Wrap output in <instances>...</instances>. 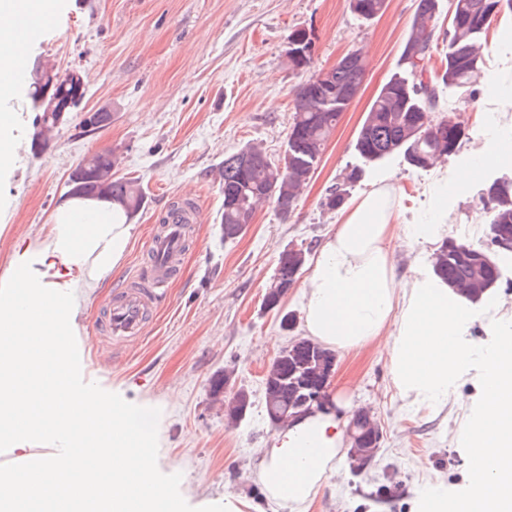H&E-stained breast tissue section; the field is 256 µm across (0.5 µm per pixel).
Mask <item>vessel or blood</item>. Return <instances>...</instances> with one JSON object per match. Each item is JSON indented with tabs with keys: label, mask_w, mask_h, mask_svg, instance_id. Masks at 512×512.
I'll return each mask as SVG.
<instances>
[{
	"label": "vessel or blood",
	"mask_w": 512,
	"mask_h": 512,
	"mask_svg": "<svg viewBox=\"0 0 512 512\" xmlns=\"http://www.w3.org/2000/svg\"><path fill=\"white\" fill-rule=\"evenodd\" d=\"M184 220V214L169 215L167 224L150 241L152 254L160 260L155 267L158 277L166 275L165 260L173 258L183 248ZM160 301V294L151 288L120 289L106 305L108 339L124 347L141 342L148 312Z\"/></svg>",
	"instance_id": "obj_1"
}]
</instances>
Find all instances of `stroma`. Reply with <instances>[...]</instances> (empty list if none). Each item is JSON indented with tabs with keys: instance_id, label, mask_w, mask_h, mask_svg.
I'll use <instances>...</instances> for the list:
<instances>
[{
	"instance_id": "obj_1",
	"label": "stroma",
	"mask_w": 512,
	"mask_h": 512,
	"mask_svg": "<svg viewBox=\"0 0 512 512\" xmlns=\"http://www.w3.org/2000/svg\"><path fill=\"white\" fill-rule=\"evenodd\" d=\"M414 11L415 0H388L385 12L371 20L357 18L348 0H56L18 49L21 88H0V135L9 141L0 160V276L17 268L25 247L41 248L40 229L82 157L114 149L118 175L137 178L144 189L123 268L94 291L77 318L73 367L78 387L103 391L148 419V434L159 442L153 478L168 497L179 499L183 512H224L228 498L239 512H283L250 467L275 431L262 404L265 370L290 339L304 335L301 293L290 288L278 310L266 309L264 296L283 250L316 252L339 222L340 211L321 206L330 186L360 166L364 174L351 197L388 177L398 189L402 223L427 215L435 169L413 168L400 155L368 164L355 149L370 105L398 70ZM502 26L494 21L486 32L488 66L472 95H444V112L462 120L467 132L444 167L457 169L479 153L512 149V112L494 106L498 96L512 94V41L502 37ZM296 30L313 39L312 61L303 71L290 67L286 56L288 36ZM356 50L366 62L362 87L292 214L281 216L274 202H266L241 236L225 239L218 176L225 156L257 145L282 162L297 86ZM46 61L82 70L85 108L111 107L112 122L87 133L80 113H73L37 152L27 87L37 64ZM492 111L497 120L490 125L486 115ZM510 172L512 163L503 161L449 191L445 239L486 243L480 196L489 181ZM183 200L194 205L192 233L167 280L165 303L151 309L143 341L131 349L115 347L111 362L100 364L101 308L115 289L144 282L152 264L149 239ZM286 314L294 324L289 331L280 326ZM469 314L470 337L478 344L489 340L490 315L512 320V273ZM225 370L234 373L232 387L249 391L253 401L233 426L211 398L210 381ZM476 374L469 369L447 406L431 413L397 397L386 358L376 349L337 354L329 394L340 402L338 414L347 422L356 410H368L383 437L364 470L340 460L309 512H411L417 491L429 481L444 487L449 504L465 499L479 474L457 437L481 400ZM382 484L389 494L377 495Z\"/></svg>"
}]
</instances>
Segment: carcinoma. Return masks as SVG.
Wrapping results in <instances>:
<instances>
[{
	"instance_id": "carcinoma-1",
	"label": "carcinoma",
	"mask_w": 512,
	"mask_h": 512,
	"mask_svg": "<svg viewBox=\"0 0 512 512\" xmlns=\"http://www.w3.org/2000/svg\"><path fill=\"white\" fill-rule=\"evenodd\" d=\"M354 14L371 20L384 12L387 0H349ZM512 13V0H455L457 23L448 29V45L443 52L440 71L433 74L429 62L435 39L439 0H416L414 16L403 43L399 72L380 88L361 126L356 141L359 155L376 162L396 153L404 155L410 166L426 170L442 156L455 154L466 131L449 117L435 116L441 111L443 90H453L462 96L471 93L475 78L487 68L483 35L491 21L503 11ZM296 43L298 56L288 58L292 68L310 66L312 39L304 30L288 36ZM365 75L362 57L350 53L336 66L312 75L295 91L293 122L288 134V148L283 163L275 164L265 152L255 155L243 165L245 149L224 157L222 189L224 239L233 240L252 223L257 204L274 199L283 215L292 213L301 189L313 176L326 143L352 99L342 94L345 87H360ZM63 101H72L67 112L79 109L86 93L65 81L53 89ZM418 127L421 137H410L408 131ZM115 163L112 150L93 154L94 173L85 179L83 195L101 196L97 176ZM361 178V170L352 168L333 186L321 202L329 211L340 209L350 189ZM106 198L120 204L130 216L144 206V192L139 180L114 176L106 188ZM485 223L489 224V239H512V176L493 180L482 196ZM306 260L302 250H284L279 255L273 275L274 287L288 293V286L297 281ZM512 263V248L491 250L470 243L443 241L436 253L434 270L454 289L460 284L477 280L469 299L479 301L497 284ZM325 355L332 352L321 345L301 339L292 351L267 370L276 384L288 372V367L306 363L314 351Z\"/></svg>"
}]
</instances>
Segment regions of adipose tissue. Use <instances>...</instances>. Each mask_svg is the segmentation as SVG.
<instances>
[{
  "mask_svg": "<svg viewBox=\"0 0 512 512\" xmlns=\"http://www.w3.org/2000/svg\"><path fill=\"white\" fill-rule=\"evenodd\" d=\"M468 171L441 172L431 191L428 222L399 230L400 197L380 182L351 202L325 235L303 280L306 336L341 353L372 347L387 356L391 382L409 405L437 409L471 364L481 368V412L462 443L476 450L482 474L459 512H512V328L497 327L496 347L466 338L460 295L428 271L398 273L393 240L436 243L446 229L442 200ZM133 226L109 202L72 197L42 228L36 276L0 278V447L24 476L0 468V512L21 502L52 504L56 512H101L102 492L120 488L121 512H157L161 486L134 490L130 476L154 467L148 440L133 442L130 415L95 391L73 388V311L117 274L130 251ZM63 436L62 448L37 454L32 439ZM345 448L336 411L318 410L280 428L255 466L284 512H307L333 476Z\"/></svg>",
  "mask_w": 512,
  "mask_h": 512,
  "instance_id": "1",
  "label": "adipose tissue"
}]
</instances>
